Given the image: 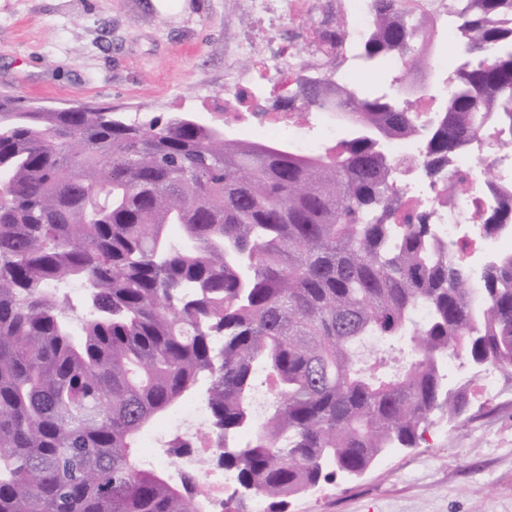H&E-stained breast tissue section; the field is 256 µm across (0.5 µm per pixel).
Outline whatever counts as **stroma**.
<instances>
[{"mask_svg": "<svg viewBox=\"0 0 512 512\" xmlns=\"http://www.w3.org/2000/svg\"><path fill=\"white\" fill-rule=\"evenodd\" d=\"M298 24L287 0L263 20L245 0H171L166 14L151 0H0V96L144 119L192 112L244 139L254 113L283 110L272 94L228 99L225 74L251 67L233 45L252 34L274 52ZM469 398L474 419L435 417L419 447L386 450L362 475L322 483L320 497L289 498L287 512H512V394Z\"/></svg>", "mask_w": 512, "mask_h": 512, "instance_id": "35a3bbf8", "label": "stroma"}]
</instances>
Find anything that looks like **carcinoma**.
I'll use <instances>...</instances> for the list:
<instances>
[{
	"label": "carcinoma",
	"mask_w": 512,
	"mask_h": 512,
	"mask_svg": "<svg viewBox=\"0 0 512 512\" xmlns=\"http://www.w3.org/2000/svg\"><path fill=\"white\" fill-rule=\"evenodd\" d=\"M373 2L361 58L416 68L428 15ZM448 11L462 56L430 125L394 83L338 85L303 61L284 106L334 108L348 129L315 154L226 138L189 113L32 112L0 97V512H202L196 478L138 454L196 394L210 459L238 485L224 512L254 496L284 512L290 494L418 447L436 414L466 416L448 356L512 379V254L472 267L407 205L391 152L419 141V173L457 197L454 156L492 113L512 120V0ZM509 227L512 199L494 202L487 231ZM75 280L79 319L59 295ZM369 338L379 353L364 361Z\"/></svg>",
	"instance_id": "obj_1"
}]
</instances>
